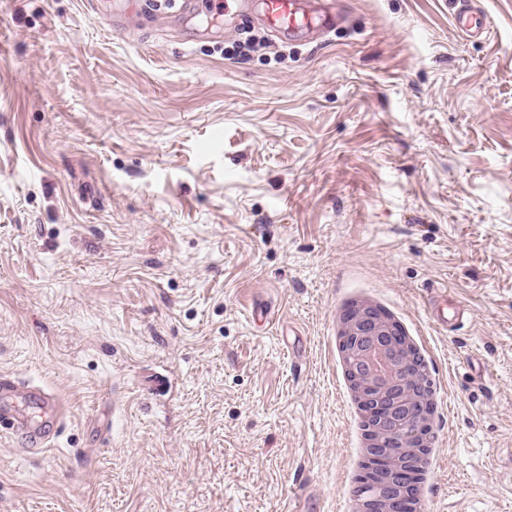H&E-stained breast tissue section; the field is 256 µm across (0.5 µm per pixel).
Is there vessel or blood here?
<instances>
[{
    "mask_svg": "<svg viewBox=\"0 0 512 512\" xmlns=\"http://www.w3.org/2000/svg\"><path fill=\"white\" fill-rule=\"evenodd\" d=\"M262 17L281 39L313 41L339 21L325 0H262ZM454 23L465 38H479L487 30L484 12L469 0H457ZM61 427L60 405L44 389L0 376V428L28 438L32 447L45 448Z\"/></svg>",
    "mask_w": 512,
    "mask_h": 512,
    "instance_id": "vessel-or-blood-1",
    "label": "vessel or blood"
}]
</instances>
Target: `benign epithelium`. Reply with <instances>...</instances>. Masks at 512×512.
<instances>
[{"label":"benign epithelium","instance_id":"1","mask_svg":"<svg viewBox=\"0 0 512 512\" xmlns=\"http://www.w3.org/2000/svg\"><path fill=\"white\" fill-rule=\"evenodd\" d=\"M339 326L351 389L364 418L361 512H419L415 482L433 439L428 371L422 370L424 381L405 371L412 350L388 312L372 301H351Z\"/></svg>","mask_w":512,"mask_h":512}]
</instances>
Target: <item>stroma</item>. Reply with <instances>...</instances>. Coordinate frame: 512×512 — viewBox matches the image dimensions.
<instances>
[{"label": "stroma", "instance_id": "obj_1", "mask_svg": "<svg viewBox=\"0 0 512 512\" xmlns=\"http://www.w3.org/2000/svg\"><path fill=\"white\" fill-rule=\"evenodd\" d=\"M154 2L0 0V376L64 410L0 431V512H351L359 297L425 344V512H512V0L475 39L338 0L241 61Z\"/></svg>", "mask_w": 512, "mask_h": 512}]
</instances>
